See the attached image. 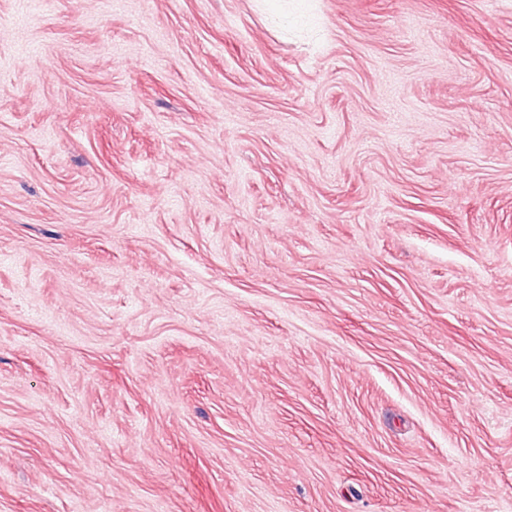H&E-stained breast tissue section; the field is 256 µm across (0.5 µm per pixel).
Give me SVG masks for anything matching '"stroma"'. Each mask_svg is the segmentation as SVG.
I'll return each mask as SVG.
<instances>
[{
    "label": "stroma",
    "mask_w": 512,
    "mask_h": 512,
    "mask_svg": "<svg viewBox=\"0 0 512 512\" xmlns=\"http://www.w3.org/2000/svg\"><path fill=\"white\" fill-rule=\"evenodd\" d=\"M0 512H512V0H0Z\"/></svg>",
    "instance_id": "35a3bbf8"
}]
</instances>
